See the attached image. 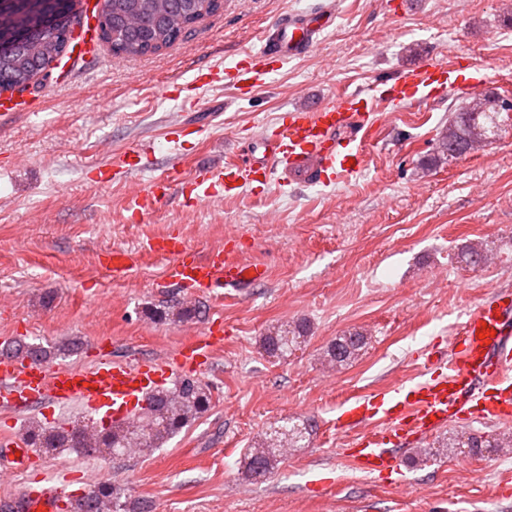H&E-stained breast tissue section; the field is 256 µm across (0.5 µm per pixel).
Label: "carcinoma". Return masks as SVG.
Wrapping results in <instances>:
<instances>
[{"instance_id":"carcinoma-1","label":"carcinoma","mask_w":512,"mask_h":512,"mask_svg":"<svg viewBox=\"0 0 512 512\" xmlns=\"http://www.w3.org/2000/svg\"><path fill=\"white\" fill-rule=\"evenodd\" d=\"M220 8V0H104L101 15L105 16L110 36L101 40L117 55L136 57L155 53L172 46L183 33ZM71 34L72 29L66 26L52 35L34 32L24 44L0 58V77L7 73L19 81L34 79L46 59L63 55ZM502 110L501 100L486 95L462 105L439 138L438 157L455 159V155L448 153L450 138L460 147L477 149L489 134L501 129L505 121ZM487 253L483 243H470L460 249L458 259L476 267L486 262ZM308 331L305 321L289 327H272L261 337V347L269 357L285 358L306 340ZM367 345L368 337L364 334L344 333L326 344L323 358L328 366L342 368L352 363ZM6 352L42 362L51 356L45 347L26 343L8 347ZM147 401L135 419L120 426L98 428L69 422L50 425L34 420L27 425L25 434L34 447L46 452L79 448L88 456L106 453L118 458L160 447L210 406L209 394L190 378L150 394ZM314 427L311 419H287L272 427L261 443L248 449L247 475L254 480L266 477L280 458L288 456V449L304 447L303 441ZM453 447L479 451L495 448L497 442L472 434L454 440ZM67 512H151V505L147 500L131 502L121 486L104 483L95 491L69 500Z\"/></svg>"}]
</instances>
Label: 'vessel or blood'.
<instances>
[{
	"label": "vessel or blood",
	"mask_w": 512,
	"mask_h": 512,
	"mask_svg": "<svg viewBox=\"0 0 512 512\" xmlns=\"http://www.w3.org/2000/svg\"><path fill=\"white\" fill-rule=\"evenodd\" d=\"M318 12L282 20L259 53L236 68L238 83L255 87L262 77L291 57L306 53L330 23ZM477 77L459 79L448 63L429 58L402 71L380 95L344 93L312 107L294 108L279 119L278 131L264 143L262 155H248L220 168L197 171L186 187L196 206L224 196L247 183L282 181L325 183L360 171L363 140L402 104L425 101L442 91L457 97L480 85ZM170 190L156 181L133 198L135 214L153 212ZM153 252L168 256V275L187 294L217 288L248 287L267 276L259 263H244L234 249L219 247L200 253L182 239L166 236L151 243ZM138 261L135 252L115 249L102 264L113 275L126 274ZM217 336H194L166 357L121 361L102 354L80 369H63L12 355L0 356V411L18 415L35 405L61 406L76 402L105 424L133 419L146 396L177 373H193L213 360ZM448 369L415 385L392 387L356 402L344 412L340 427H357L380 418L381 431L362 436L354 455L362 469L381 475L398 472L388 446L419 432H429L448 419L468 413L501 423L512 421V293L504 292L470 309L448 345ZM11 470L26 472L39 456L19 435L0 436ZM64 491L57 485L24 489L17 512H61Z\"/></svg>",
	"instance_id": "vessel-or-blood-1"
}]
</instances>
